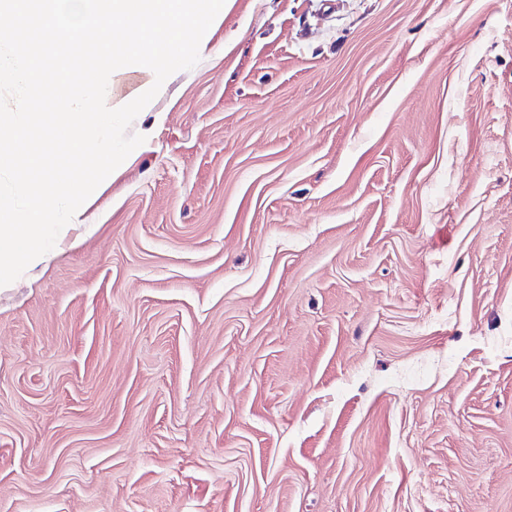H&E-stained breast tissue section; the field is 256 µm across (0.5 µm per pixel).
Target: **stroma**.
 <instances>
[{
  "label": "stroma",
  "mask_w": 512,
  "mask_h": 512,
  "mask_svg": "<svg viewBox=\"0 0 512 512\" xmlns=\"http://www.w3.org/2000/svg\"><path fill=\"white\" fill-rule=\"evenodd\" d=\"M0 289V512H512V0H229Z\"/></svg>",
  "instance_id": "stroma-1"
}]
</instances>
